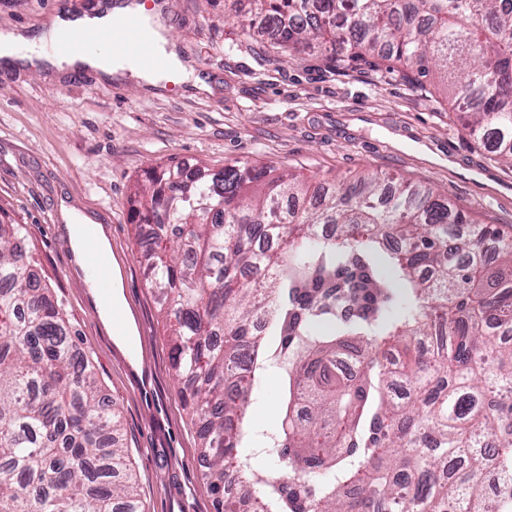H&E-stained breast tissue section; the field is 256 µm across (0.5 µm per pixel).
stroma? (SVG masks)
I'll list each match as a JSON object with an SVG mask.
<instances>
[{"instance_id":"stroma-1","label":"stroma","mask_w":512,"mask_h":512,"mask_svg":"<svg viewBox=\"0 0 512 512\" xmlns=\"http://www.w3.org/2000/svg\"><path fill=\"white\" fill-rule=\"evenodd\" d=\"M249 0H165L180 54L214 94L168 84L147 94L134 80L87 71L0 67V220L27 227L35 270L71 319L119 417L144 512H216L202 478L198 426L170 361L166 320L139 261L147 242L134 192L149 171L177 163L217 170L241 161L311 186L378 173L433 186L480 224L512 228V167L468 133L432 78L368 65L339 73L315 49L282 63L268 36L244 37ZM55 0H0V30L38 33ZM71 206L104 226L119 266L121 313L133 332L118 343L75 267L61 219ZM281 381L254 387L253 424L279 426Z\"/></svg>"}]
</instances>
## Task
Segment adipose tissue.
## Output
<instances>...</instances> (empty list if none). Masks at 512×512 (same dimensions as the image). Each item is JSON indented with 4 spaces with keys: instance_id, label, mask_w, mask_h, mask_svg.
<instances>
[{
    "instance_id": "obj_1",
    "label": "adipose tissue",
    "mask_w": 512,
    "mask_h": 512,
    "mask_svg": "<svg viewBox=\"0 0 512 512\" xmlns=\"http://www.w3.org/2000/svg\"><path fill=\"white\" fill-rule=\"evenodd\" d=\"M134 12L140 15L143 23L153 32L157 50L166 62L164 69H154L132 60H113L108 50H74L61 55L58 47L61 42L71 40L78 35H87L105 27L111 16L119 13ZM0 59L6 64L47 63L51 66L73 72L91 70L99 76L109 79L132 76L140 87L159 92L172 79L190 84L199 92H210L211 86L196 74L195 70L179 56L176 44L170 40L168 30L160 18L159 10H146L141 5H127L123 0L115 4L100 6L94 13L64 18L54 17L43 30L28 36L11 30L0 32Z\"/></svg>"
}]
</instances>
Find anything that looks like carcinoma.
<instances>
[{
  "label": "carcinoma",
  "instance_id": "carcinoma-1",
  "mask_svg": "<svg viewBox=\"0 0 512 512\" xmlns=\"http://www.w3.org/2000/svg\"><path fill=\"white\" fill-rule=\"evenodd\" d=\"M243 32L336 69L394 59L434 75L512 166V0H250ZM136 192L141 253L201 423L217 512H300L248 464L252 384L283 380L271 454L323 478L309 512H512V235L430 187L379 175L313 189L238 163L158 167ZM322 224L335 233L322 236ZM21 224L0 222V512H140L117 421ZM279 337L270 350L267 337ZM432 337V363L420 343ZM359 369L343 373V352ZM434 382L401 400L379 351ZM238 467L243 494L226 492Z\"/></svg>",
  "mask_w": 512,
  "mask_h": 512
}]
</instances>
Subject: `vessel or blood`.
Segmentation results:
<instances>
[{"instance_id": "vessel-or-blood-1", "label": "vessel or blood", "mask_w": 512, "mask_h": 512, "mask_svg": "<svg viewBox=\"0 0 512 512\" xmlns=\"http://www.w3.org/2000/svg\"><path fill=\"white\" fill-rule=\"evenodd\" d=\"M91 40L106 46L114 57H133L155 66L160 63L153 36L136 14L126 13L112 19L107 26L96 31Z\"/></svg>"}]
</instances>
